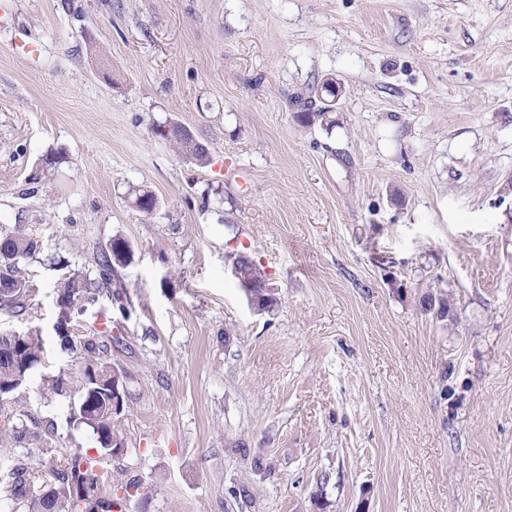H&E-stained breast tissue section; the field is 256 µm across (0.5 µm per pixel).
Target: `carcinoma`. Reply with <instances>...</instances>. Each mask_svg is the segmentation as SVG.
<instances>
[{
	"label": "carcinoma",
	"instance_id": "carcinoma-1",
	"mask_svg": "<svg viewBox=\"0 0 512 512\" xmlns=\"http://www.w3.org/2000/svg\"><path fill=\"white\" fill-rule=\"evenodd\" d=\"M336 91L329 90L328 98L316 112L309 111L313 101L296 97L294 103L300 107L299 120L308 123L318 119L326 125L334 111L332 100ZM184 126L166 139L181 152L203 165L208 160L206 147L193 135L183 133ZM133 204L140 211L151 214L158 207L152 191L142 187L134 190ZM44 253L43 242L25 232L18 225L11 231L0 232V309L22 311L28 296V285L18 276L19 263L40 258ZM133 250L128 241L115 238L108 252L96 262L95 270L82 271L69 268L63 256L49 258L51 269L61 272L56 282L59 314L56 331L57 347L63 354L77 356L79 365L74 372L61 371L43 379V397L63 396L71 392L78 394L66 416L67 423L90 429L99 444L100 454L125 445L118 426L113 421V405L123 409L126 390L122 375L112 376V363L105 358L108 346L94 339L73 336L67 331L70 313L74 306L85 300H93L101 291L112 288L116 268L130 263ZM240 278L237 283L246 295L252 297L262 311L271 310L276 299L266 288L264 272L244 254L235 257ZM422 312L438 319L448 317L450 299L447 293L434 296L432 292L420 298ZM44 346L41 334L28 332L19 336L0 338V396L7 399L23 387L30 375L44 362ZM15 443L28 442L35 435L28 432L24 424L4 416L0 424V445L4 439ZM34 459L15 453H0V494L11 501L14 508H25L27 512H76L75 491H83V512H112L116 502L101 496L108 474L98 467L97 461L80 452L70 454L52 469V480L35 489L32 473Z\"/></svg>",
	"mask_w": 512,
	"mask_h": 512
}]
</instances>
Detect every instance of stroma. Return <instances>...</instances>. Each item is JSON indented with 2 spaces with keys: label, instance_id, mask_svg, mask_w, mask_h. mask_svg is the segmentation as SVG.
I'll list each match as a JSON object with an SVG mask.
<instances>
[{
  "label": "stroma",
  "instance_id": "35a3bbf8",
  "mask_svg": "<svg viewBox=\"0 0 512 512\" xmlns=\"http://www.w3.org/2000/svg\"><path fill=\"white\" fill-rule=\"evenodd\" d=\"M328 78L332 126L301 123L293 98ZM18 224L75 269L133 248L118 294L69 322L121 341L127 451L104 467L140 488L119 512H512V0H0V228ZM240 253L273 310L232 277ZM19 274L0 335L38 331L46 360L0 415L39 432L44 466L95 456L69 399L40 396L75 363L58 274ZM431 287L452 318L421 312ZM177 127L178 131L168 134L166 139L177 146L181 152L192 157L196 162L203 165L208 160V152L206 147L201 144L191 133L183 134V129L186 127L180 124H172ZM233 262L238 266L240 272V278L236 279L237 283L245 292L248 300L251 295L261 311L271 310L276 304V299L266 288L264 272L244 254H237Z\"/></svg>",
  "mask_w": 512,
  "mask_h": 512
}]
</instances>
